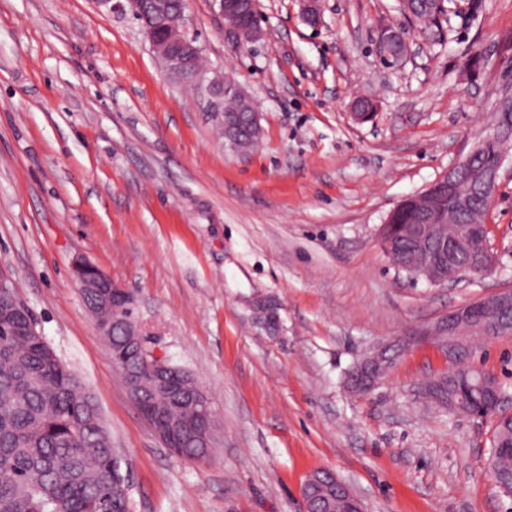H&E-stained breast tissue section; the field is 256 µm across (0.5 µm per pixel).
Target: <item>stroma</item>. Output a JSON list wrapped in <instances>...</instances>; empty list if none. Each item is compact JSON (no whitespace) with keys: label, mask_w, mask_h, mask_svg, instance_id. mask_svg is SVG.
Masks as SVG:
<instances>
[{"label":"stroma","mask_w":512,"mask_h":512,"mask_svg":"<svg viewBox=\"0 0 512 512\" xmlns=\"http://www.w3.org/2000/svg\"><path fill=\"white\" fill-rule=\"evenodd\" d=\"M468 3L427 31L398 0H320L316 26L300 0H257L263 35L243 43L213 0H187L208 66L258 104L261 139L241 152L131 16L0 0V273L94 395L128 512H306L302 487L323 468L366 512H512L486 470L490 421L422 393L463 363L493 374L512 412V335L451 349L434 331L512 285V160L490 208V272L413 282L379 236L485 136L512 86L498 51L512 0H484L473 18ZM386 25L408 45L394 68L378 53ZM362 97L366 123L352 116ZM79 257L132 294L148 350L207 393L208 459L175 457L139 414L73 279ZM384 345L382 378L348 388Z\"/></svg>","instance_id":"stroma-1"}]
</instances>
